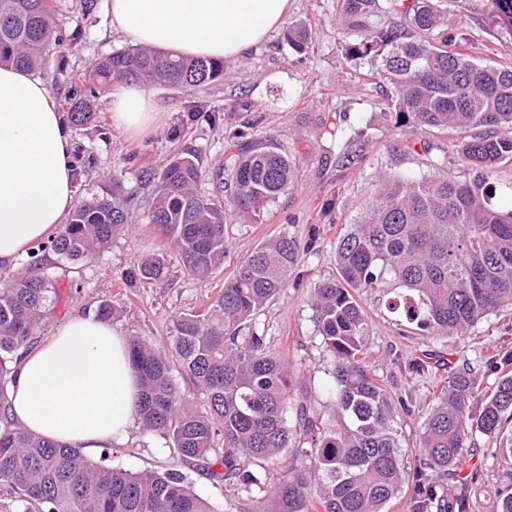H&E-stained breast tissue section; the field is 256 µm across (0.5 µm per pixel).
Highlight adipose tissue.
Returning <instances> with one entry per match:
<instances>
[{
  "mask_svg": "<svg viewBox=\"0 0 512 512\" xmlns=\"http://www.w3.org/2000/svg\"><path fill=\"white\" fill-rule=\"evenodd\" d=\"M289 0H110L112 27L130 43L183 56L245 57L288 13ZM112 122L151 130L164 106L137 84L117 86ZM73 142L43 81L0 67V261L56 235L74 206ZM129 341L110 323L69 321L25 353L8 411L25 429L80 448L126 437L138 404Z\"/></svg>",
  "mask_w": 512,
  "mask_h": 512,
  "instance_id": "ef3b65f1",
  "label": "adipose tissue"
}]
</instances>
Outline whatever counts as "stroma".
Returning a JSON list of instances; mask_svg holds the SVG:
<instances>
[{"instance_id": "stroma-1", "label": "stroma", "mask_w": 512, "mask_h": 512, "mask_svg": "<svg viewBox=\"0 0 512 512\" xmlns=\"http://www.w3.org/2000/svg\"><path fill=\"white\" fill-rule=\"evenodd\" d=\"M55 4L67 41L47 54L36 75L59 108L96 59L127 48L128 43L112 28L108 0H93L89 7L84 0H55ZM286 20L309 27L314 44L310 53L289 49L284 26L277 27L246 58L226 60L222 78L190 91L160 86L165 118L143 136H132L113 125L112 90L97 88L94 104L102 131L85 126L71 130L75 148L86 159L75 195L98 194L111 188L113 180H120L132 195L129 206L137 227L133 234L114 240L107 252L78 267H54L56 276L74 275L80 286L53 308L41 338L73 318L97 315L100 305L108 302L118 309L112 325L120 334L166 348L173 316L208 309L237 262L266 237L285 233L304 243L314 234L318 242L313 251L303 254L298 267L299 287L272 299L262 321L272 349L288 358L295 396L331 410L328 389L333 360L322 348L311 320V289L335 277L336 238L360 215L370 183L382 174L432 175L431 157L447 149L454 135L431 136L432 150L427 155L398 150L406 131L395 127L385 89L360 87L356 79L369 70V61L344 58L349 37L337 20L336 0H291ZM448 30L465 33L462 49L472 61L512 58V31L491 15L486 0H448ZM216 112L222 119L215 123L211 117ZM240 133L273 138L287 150L297 170L293 188L267 208L261 222L226 225L231 248L214 277L194 279L175 265L166 278L151 285L124 286L122 272L161 243L148 218L155 184L147 180V171H158L181 150L195 152L204 165H213L223 159L228 142ZM353 140L363 142L362 152L352 163L341 162V154ZM361 303L372 321L366 347L376 374L397 391L408 393L413 404V414L401 412L396 417L401 449L410 458L419 442L420 414L439 376L449 367L475 360L479 346L491 348L512 338V308L485 317L467 336L432 339L391 313L385 298L366 295ZM424 353L431 356L429 369L411 374V358ZM90 457L133 473L147 467L179 470L219 512H237L235 488L213 481L171 455L163 440L143 433L141 424H134L123 443L91 451Z\"/></svg>"}]
</instances>
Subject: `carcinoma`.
Wrapping results in <instances>:
<instances>
[{
  "instance_id": "obj_1",
  "label": "carcinoma",
  "mask_w": 512,
  "mask_h": 512,
  "mask_svg": "<svg viewBox=\"0 0 512 512\" xmlns=\"http://www.w3.org/2000/svg\"><path fill=\"white\" fill-rule=\"evenodd\" d=\"M488 4L512 31V0ZM337 11L356 35L345 44L346 60L370 61L365 80L393 88L395 126L410 129L402 150L425 153L428 136L452 130L451 150L474 176L459 181L445 173V154L431 161L434 175L380 178L361 216L337 237L336 277L310 295L316 332L334 361L333 415L293 402L287 359L270 348L260 322L301 260L300 242L282 234L237 265L210 308L172 319L167 342L196 389L193 398L181 392L158 348L129 338L141 385L138 420L175 456L236 487L240 512H386L396 498L404 499L405 512H512V485L482 500L474 490L480 472L461 467L479 436L494 454L512 458V348L480 351L475 362L448 368L422 417L418 457L409 467L395 417L396 409H410L366 360L370 321L360 303L365 294L389 291V309L427 336H461L512 307V207L492 203L500 191L497 169L512 163V62L477 63L462 53L457 35L448 34L446 0H337ZM286 42L304 52L311 31L296 24ZM64 43L52 0H0V66L33 72L50 46ZM223 75L222 61L118 50L93 63L84 89L70 92L66 119L98 123L95 87L116 79L187 91ZM212 175L222 199L198 189L205 169L194 154L177 153L159 172L146 173L157 181L150 224L163 243L121 277L123 284L162 279L173 258L197 279L212 277L229 250L227 215L260 221L293 185L296 170L274 139H248L229 147ZM133 228L115 179L105 196L76 204L51 241L29 248L17 272L0 276L1 398L59 301L46 253L77 263ZM477 373L496 376L490 392H479ZM0 485L10 489L0 512H218L179 470L132 473L8 420L0 427Z\"/></svg>"
}]
</instances>
